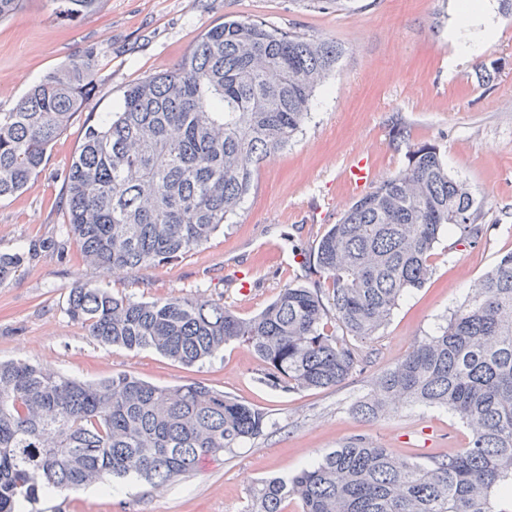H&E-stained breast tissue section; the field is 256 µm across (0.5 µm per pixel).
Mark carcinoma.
I'll use <instances>...</instances> for the list:
<instances>
[{
	"mask_svg": "<svg viewBox=\"0 0 512 512\" xmlns=\"http://www.w3.org/2000/svg\"><path fill=\"white\" fill-rule=\"evenodd\" d=\"M103 0H49L74 23ZM334 44L249 17L205 30L171 68L129 84L87 125L66 173L64 233L83 262L119 273L206 245L255 188L257 165L302 131L334 69ZM96 52L46 74L0 112V199L24 191L94 88ZM406 145L404 167L352 202L308 257L318 276L288 284L242 318L203 295L149 302L85 284L67 312L104 345L149 348L184 365L241 343L271 389L338 387L363 371L368 340L432 275L442 236L475 244L482 202L448 174L438 145ZM23 254H0V284ZM413 406L447 410L467 446L422 464L354 436L289 478H270L248 512H498L512 490V252L351 406L365 420ZM274 423L200 383L160 387L130 374L83 382L0 361V512L47 491L134 476L162 489L207 455L243 448Z\"/></svg>",
	"mask_w": 512,
	"mask_h": 512,
	"instance_id": "carcinoma-1",
	"label": "carcinoma"
}]
</instances>
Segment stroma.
Instances as JSON below:
<instances>
[{
  "instance_id": "stroma-1",
  "label": "stroma",
  "mask_w": 512,
  "mask_h": 512,
  "mask_svg": "<svg viewBox=\"0 0 512 512\" xmlns=\"http://www.w3.org/2000/svg\"><path fill=\"white\" fill-rule=\"evenodd\" d=\"M483 2L500 33L476 60L454 67L448 32L457 23L458 0H346L324 10L305 0H104L97 13L66 26L47 0H22L0 21L4 110L85 48L98 52L94 89L49 148L44 170L22 194L0 199V253L30 249L14 278L0 286V360L89 381L127 373L158 386L200 382L276 424L252 445L204 459L193 475L165 489L118 480L110 488L40 497L28 512H246L261 481L294 475L355 435L419 462L466 447L469 430L447 411L404 409L365 421L350 408L512 251V16L502 13L499 0ZM231 15L342 47L302 131L261 163L235 223L199 250L119 274L83 263L63 234V173L87 122L115 108L126 85L170 68L206 28ZM399 127L411 142L437 144L449 173L482 200L483 235L475 244L445 237L431 259V280L401 301L376 336L358 342L367 364L345 384L282 393L259 383V362L241 346L186 366L150 349L103 345L68 316L67 294L81 283L133 301L202 294L244 318L285 285L311 283V248L349 203L372 189L349 182L350 166L369 160L378 181L398 172L406 152L394 138ZM236 270L250 274L251 293H240Z\"/></svg>"
}]
</instances>
